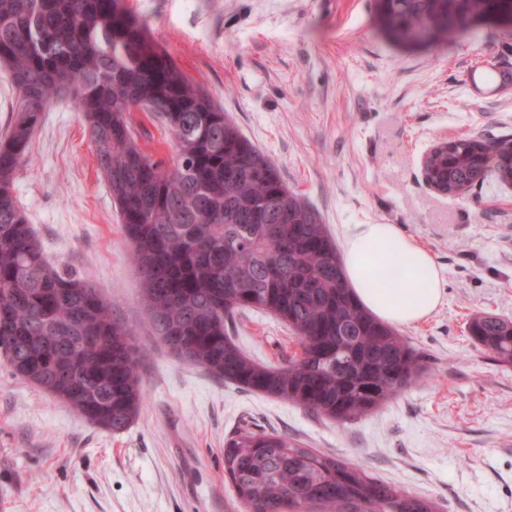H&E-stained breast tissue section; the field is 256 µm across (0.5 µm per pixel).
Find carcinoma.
I'll return each instance as SVG.
<instances>
[{"instance_id":"carcinoma-1","label":"carcinoma","mask_w":512,"mask_h":512,"mask_svg":"<svg viewBox=\"0 0 512 512\" xmlns=\"http://www.w3.org/2000/svg\"><path fill=\"white\" fill-rule=\"evenodd\" d=\"M375 4L385 36L400 45L423 33L433 43L457 36L488 8V0ZM0 68L14 92L0 142V358L14 376L114 434L145 398L133 332L96 288L50 262L14 195L42 112L70 98L141 270L140 301L176 359L338 422L418 380L419 354L355 299L319 213L124 0H0ZM135 112L164 123L172 168L139 142ZM424 175L452 196L488 180L512 186V136L452 139L429 154ZM243 310L285 321L299 353L281 366L247 357L227 328ZM469 335L512 365V321L479 316ZM224 477L246 512H440L358 462L250 429L224 440Z\"/></svg>"}]
</instances>
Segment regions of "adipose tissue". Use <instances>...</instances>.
<instances>
[{
  "mask_svg": "<svg viewBox=\"0 0 512 512\" xmlns=\"http://www.w3.org/2000/svg\"><path fill=\"white\" fill-rule=\"evenodd\" d=\"M340 259L347 286L383 322L413 325L442 301L444 279L434 257L395 225H352Z\"/></svg>",
  "mask_w": 512,
  "mask_h": 512,
  "instance_id": "1",
  "label": "adipose tissue"
}]
</instances>
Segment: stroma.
<instances>
[{
	"label": "stroma",
	"mask_w": 512,
	"mask_h": 512,
	"mask_svg": "<svg viewBox=\"0 0 512 512\" xmlns=\"http://www.w3.org/2000/svg\"><path fill=\"white\" fill-rule=\"evenodd\" d=\"M183 72L277 164L337 243L392 224L426 248L443 301L400 333L422 377L337 423L175 359L139 303L140 274L72 100L42 114L14 177L47 257L97 288L136 334L146 394L115 434L0 362V512H245L224 478V441L248 427L363 464L442 512H512V366L469 336L474 316L512 319V187L443 196L422 175L441 140L512 135V84L478 95L473 68L512 63V29L428 47L392 45L374 0H125ZM255 361L298 353L288 326L236 314Z\"/></svg>",
	"instance_id": "obj_1"
}]
</instances>
